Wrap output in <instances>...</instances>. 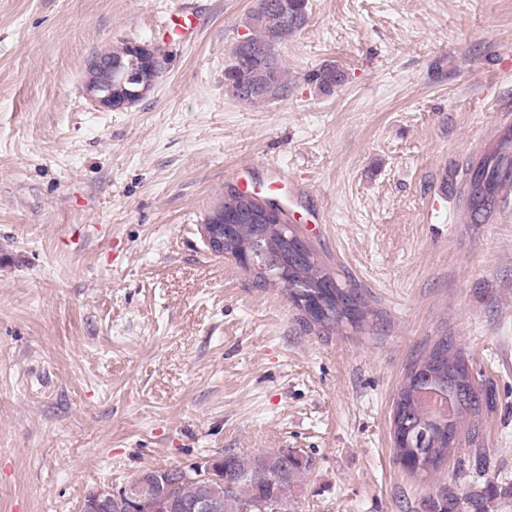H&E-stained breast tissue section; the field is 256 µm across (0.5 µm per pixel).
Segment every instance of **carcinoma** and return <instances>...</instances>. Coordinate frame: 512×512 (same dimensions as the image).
Here are the masks:
<instances>
[{
    "label": "carcinoma",
    "mask_w": 512,
    "mask_h": 512,
    "mask_svg": "<svg viewBox=\"0 0 512 512\" xmlns=\"http://www.w3.org/2000/svg\"><path fill=\"white\" fill-rule=\"evenodd\" d=\"M277 0H256L249 20L254 33L250 34L253 51L246 53L241 46L232 49V61L224 69V85L233 84L241 93L233 95L238 101L254 104L272 100L288 88V72L280 61L279 48L305 28L310 18L309 0H288V17L278 18L272 11ZM344 80L341 70L332 64L309 74V81L323 94L335 92ZM504 177L512 178V131L504 130L495 148L469 169L467 205L474 223L480 224L492 212L497 187ZM258 207L253 197L237 195L234 208L240 222L233 225L236 240L252 243L260 239L264 229L251 222L250 216ZM273 245L256 256L263 267L254 270L256 281L263 285H281L292 302L304 313L305 322L323 331L343 324L355 325L365 320L369 309L358 287L349 280L329 271L318 253L294 236L288 246L301 245L298 259L288 267L285 276L278 274L279 248L282 242L272 238ZM451 396L452 408L446 415L421 406L426 391ZM481 384L472 375L460 350L448 338L439 339L425 357L416 360L408 369L394 407L403 410L412 428L401 433L395 441L394 455L404 468L413 473L437 469L458 449L475 443L476 432L460 438L464 420L483 407ZM485 451L474 449L472 458L477 467V479L459 487L444 485L425 500V512H457L460 502L468 504L470 512H489V503L498 494V485L484 478ZM217 478L205 486L193 475L167 489L154 486L149 493L156 498L153 512H193L197 498L206 493L222 504L221 512H271V506L281 497V488L293 491L303 482L310 467L308 458L300 451L283 455L282 451L268 452L253 460L234 454L224 455L215 462Z\"/></svg>",
    "instance_id": "obj_1"
}]
</instances>
